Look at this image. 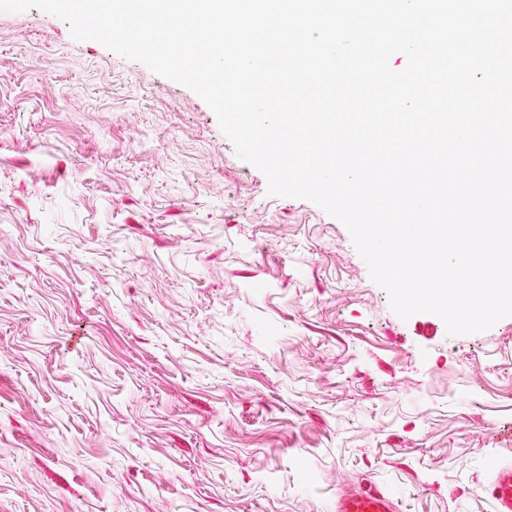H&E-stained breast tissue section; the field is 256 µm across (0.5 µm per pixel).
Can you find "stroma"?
I'll return each mask as SVG.
<instances>
[{
    "mask_svg": "<svg viewBox=\"0 0 512 512\" xmlns=\"http://www.w3.org/2000/svg\"><path fill=\"white\" fill-rule=\"evenodd\" d=\"M512 317L401 319L188 88L0 11V512H494ZM336 512H397L398 502L387 489L370 483L354 485L336 497Z\"/></svg>",
    "mask_w": 512,
    "mask_h": 512,
    "instance_id": "1",
    "label": "stroma"
}]
</instances>
